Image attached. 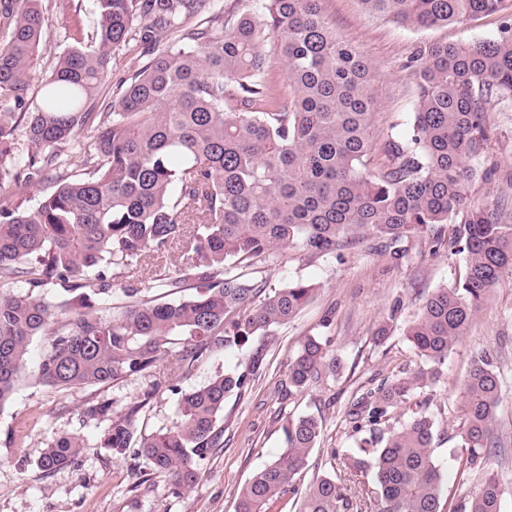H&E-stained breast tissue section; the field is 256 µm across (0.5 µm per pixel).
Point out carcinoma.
Here are the masks:
<instances>
[{"mask_svg":"<svg viewBox=\"0 0 512 512\" xmlns=\"http://www.w3.org/2000/svg\"><path fill=\"white\" fill-rule=\"evenodd\" d=\"M360 2L417 28L512 9L509 0ZM96 9L95 41L84 45L77 22L68 29L71 48L55 57L32 107L28 73L46 53L48 17L42 0H0V410L36 336L44 339L38 381L56 388L103 387L164 367L188 372L216 350L270 335L313 295L302 281L266 294L238 272L243 262L294 244L323 258L367 235L401 258L404 239L455 215L447 244L467 254L465 276L432 292L405 331L423 365L353 397L346 421L357 455L344 464L351 478L322 476L299 490L297 476L323 434L322 418L300 416L288 420L281 452L245 482L235 506L269 512L288 494L297 512H452L434 456L437 421L397 409L437 385L454 343L512 275L503 210L466 205L471 181L496 171L486 115L492 103L512 102V19L493 39L414 45L403 63L418 86L413 123L388 139V163L372 171L376 74L338 38L321 0H96ZM123 50L146 62L99 103ZM275 60L285 71L280 84L267 80ZM74 152L78 175L68 174ZM47 170L56 177L36 206L11 203ZM174 253V272L160 271ZM147 280L169 295L191 294L160 302ZM116 289L123 302L103 311ZM263 362L256 349L245 370L183 394L176 422L150 434L139 422L163 389L159 379L119 413L100 397L83 416L105 423L100 447L143 458L174 493L188 492L200 461L221 447L227 398L246 391ZM339 366L308 336L288 364V383L303 391ZM500 397V377L480 354L455 449L468 512H502L512 494L491 467ZM82 447L77 435L58 436L38 467L72 466ZM477 471L480 480L468 484Z\"/></svg>","mask_w":512,"mask_h":512,"instance_id":"1","label":"carcinoma"}]
</instances>
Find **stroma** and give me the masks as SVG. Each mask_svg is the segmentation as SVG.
Listing matches in <instances>:
<instances>
[{"label": "stroma", "mask_w": 512, "mask_h": 512, "mask_svg": "<svg viewBox=\"0 0 512 512\" xmlns=\"http://www.w3.org/2000/svg\"><path fill=\"white\" fill-rule=\"evenodd\" d=\"M49 24L44 33L47 52L29 73V98H36L54 57L68 46L64 29L80 23L94 36V0H67L58 6L45 0ZM322 10L337 35L358 47L371 63L377 81L378 106L373 119V147L368 166L377 169L386 140L404 134L418 96L415 79L402 63L421 41L448 43L487 40L497 35L501 16L489 15L445 27L413 28L366 13L359 0H322ZM494 137L490 159L497 164L493 179H475L468 197L472 204H497L512 215V106L493 104L487 114ZM403 258L396 259L368 238L340 255L311 258L290 247L242 264L241 273L274 290L302 280L315 288L310 301L272 335L250 338L245 349L218 351L190 373L166 372L168 389L154 396L142 418L146 431L171 426L179 396L227 370L244 369L250 350L265 355L264 367L252 387L229 398L224 408V445L200 463V478L188 493L173 494L163 474L144 459L116 457L99 445L100 427L82 417L81 409L101 395L124 404L151 386V377H135L105 387L60 390L39 384L35 373L43 348L34 338L26 368L9 404L0 410V512H234L237 493L251 475L272 462L283 446L288 420L314 414L324 434L310 454L299 486L325 475L343 474L342 462L355 447L345 411L359 389L391 381L412 371L419 357L404 336L424 298L452 284L466 270V256L437 245L432 232L407 238ZM388 337L378 340L380 326ZM307 336H318L336 353V374L321 377L304 391H289L288 362ZM489 354L502 380V402L496 434L504 448L498 471L512 483V275L503 278L473 317L448 354L442 378L424 398L439 424L435 458L446 478V492L456 512H463L456 464L451 451L465 382L473 359ZM78 435L83 448L71 467L43 473L37 460L52 438Z\"/></svg>", "instance_id": "obj_1"}]
</instances>
